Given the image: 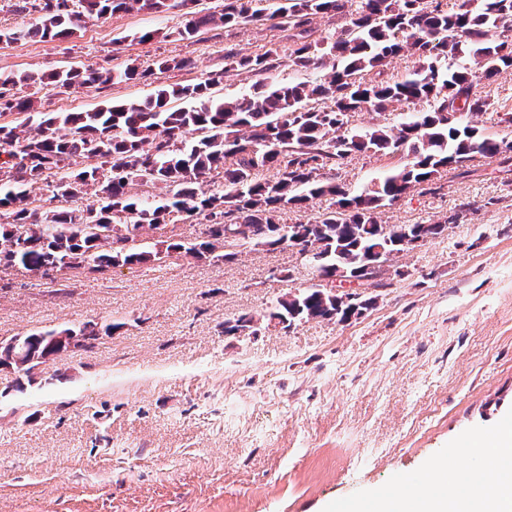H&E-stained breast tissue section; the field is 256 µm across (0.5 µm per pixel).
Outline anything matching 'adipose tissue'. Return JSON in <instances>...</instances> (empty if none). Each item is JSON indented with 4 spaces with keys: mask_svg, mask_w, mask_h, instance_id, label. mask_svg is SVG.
<instances>
[{
    "mask_svg": "<svg viewBox=\"0 0 512 512\" xmlns=\"http://www.w3.org/2000/svg\"><path fill=\"white\" fill-rule=\"evenodd\" d=\"M467 452L475 460L494 463V484L477 486L472 474L450 483L437 476L411 501L393 494L374 499L372 512H512V423L475 436Z\"/></svg>",
    "mask_w": 512,
    "mask_h": 512,
    "instance_id": "obj_1",
    "label": "adipose tissue"
}]
</instances>
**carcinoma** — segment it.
<instances>
[{
  "mask_svg": "<svg viewBox=\"0 0 512 512\" xmlns=\"http://www.w3.org/2000/svg\"><path fill=\"white\" fill-rule=\"evenodd\" d=\"M224 0L220 12L191 10L168 33L190 40L207 29L278 19L288 32V60L318 70L314 81L257 83L252 91L219 98L210 93L222 76L212 72L194 84L164 85L141 101L105 103L92 112L38 111V100L16 91L39 82L52 88H96L185 66L158 58L142 73L70 68L39 78L0 74V264L16 261L35 268L73 261V266L104 273L124 265H156L158 251L124 249L120 243L144 226L219 215L194 242L172 240L166 253L231 262L237 248L275 247L298 229L315 236V271L333 276L336 267L358 268L373 248L391 243L392 231L380 221L382 208L419 187L433 192L440 171L465 176L468 163L501 154L505 138L463 121V115L492 104V81L512 69V0H462L458 10L441 0ZM162 0H26L22 9L39 13L31 27L9 34L14 41L64 40L77 36L86 21L116 13H160ZM316 17L342 21L336 38L311 41ZM407 53L416 66L397 80L383 78L395 56ZM280 66V51L261 54L228 50L224 71L268 74ZM174 100L188 105L171 107ZM419 105L397 126L357 134L349 130L353 112H385L399 104ZM353 152L400 157L375 188L349 194L323 177ZM96 158L100 165L71 171L69 162ZM231 164H226V161ZM224 169V193L198 194L195 184ZM271 171L269 178L261 177ZM162 184L166 193L152 200L131 192L138 181ZM44 181L64 206L52 212L31 207L30 187ZM329 206L308 224H281L288 206L307 208L315 199ZM91 201L74 208L79 201ZM413 234L437 237L448 221L412 224ZM336 296L312 285L277 299L261 320L281 316L288 324L333 320ZM52 332L23 336L22 359L54 360L66 346L52 343Z\"/></svg>",
  "mask_w": 512,
  "mask_h": 512,
  "instance_id": "obj_1",
  "label": "carcinoma"
}]
</instances>
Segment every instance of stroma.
Instances as JSON below:
<instances>
[{"label": "stroma", "mask_w": 512, "mask_h": 512, "mask_svg": "<svg viewBox=\"0 0 512 512\" xmlns=\"http://www.w3.org/2000/svg\"><path fill=\"white\" fill-rule=\"evenodd\" d=\"M0 0V73L72 66L183 69L59 92L24 86L43 112H83L194 84L223 70L224 52L284 46L259 21L170 37L182 8L117 13L71 42L9 41L35 22ZM154 31L146 43L133 41ZM493 108L473 116L512 141V70L497 76ZM394 158L353 153L335 182L357 193ZM472 176L442 172L435 193L412 191L383 223L431 224L470 204L447 234L399 254L376 304L347 322L298 321L225 333L284 294L315 283L285 245L233 261L182 257L159 267L42 274L0 266V338L45 328L115 324L93 348L69 352L39 376L0 369V512H360L385 491L412 498L435 465L478 472L464 448L512 420V160L477 159ZM404 483L394 484V475Z\"/></svg>", "instance_id": "1"}]
</instances>
